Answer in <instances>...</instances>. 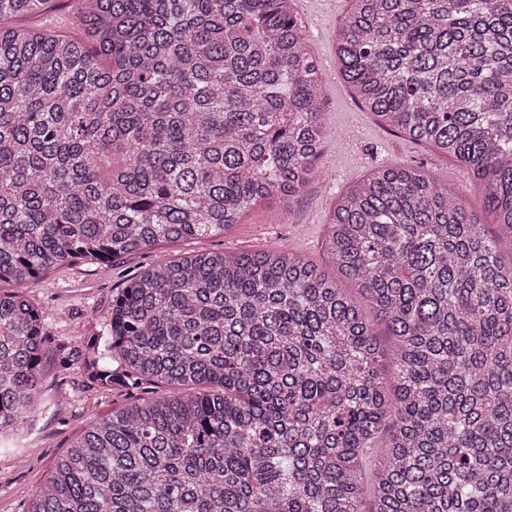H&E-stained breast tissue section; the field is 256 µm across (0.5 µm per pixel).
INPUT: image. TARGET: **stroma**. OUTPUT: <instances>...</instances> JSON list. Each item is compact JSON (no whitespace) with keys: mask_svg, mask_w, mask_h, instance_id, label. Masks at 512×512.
<instances>
[{"mask_svg":"<svg viewBox=\"0 0 512 512\" xmlns=\"http://www.w3.org/2000/svg\"><path fill=\"white\" fill-rule=\"evenodd\" d=\"M350 0H293L305 44L322 74V119L327 135L316 161L318 173L294 199L261 201L239 224L201 239L164 243L115 261L109 269L75 264L49 271L28 295L44 315L58 345L102 332L113 298L137 275L162 260L200 250H262L277 246L327 265L323 239L334 207L350 187L374 169L424 165L438 183L454 188L478 222L493 226L468 168L454 158L383 128L343 81L336 56L338 32ZM46 409L23 434L0 440V512H28L55 461L96 421L131 400L121 388L88 390L80 375L61 372L49 348L41 380Z\"/></svg>","mask_w":512,"mask_h":512,"instance_id":"35a3bbf8","label":"stroma"}]
</instances>
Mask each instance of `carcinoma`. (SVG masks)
I'll list each match as a JSON object with an SVG mask.
<instances>
[{"label":"carcinoma","mask_w":512,"mask_h":512,"mask_svg":"<svg viewBox=\"0 0 512 512\" xmlns=\"http://www.w3.org/2000/svg\"><path fill=\"white\" fill-rule=\"evenodd\" d=\"M68 2L75 34L30 24L56 0H0V436L44 405L23 289L224 232L298 194L326 136L293 0ZM355 3L343 80L471 170L496 231L401 165L336 205L338 278L275 249L155 264L58 365L168 391L91 425L29 512H512V0Z\"/></svg>","instance_id":"cac0c4a2"}]
</instances>
